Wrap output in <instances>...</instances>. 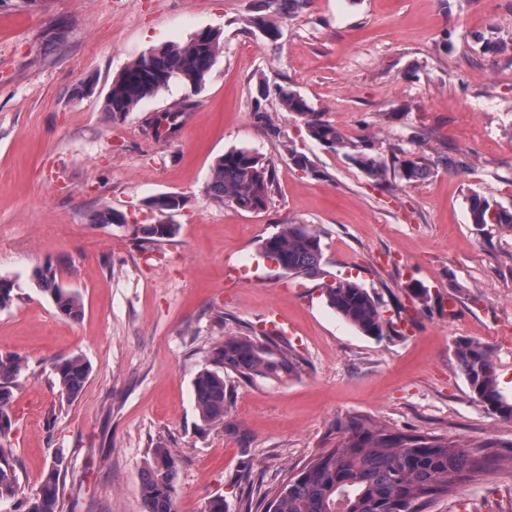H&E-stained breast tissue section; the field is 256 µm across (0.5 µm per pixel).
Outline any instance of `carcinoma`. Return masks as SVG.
<instances>
[{
	"mask_svg": "<svg viewBox=\"0 0 512 512\" xmlns=\"http://www.w3.org/2000/svg\"><path fill=\"white\" fill-rule=\"evenodd\" d=\"M305 2L259 0L247 22L265 38L275 41L282 36V22L288 13ZM220 53V34L208 29L183 43L162 45L138 56L113 80L105 112L112 120H121L176 83L197 92ZM271 97L302 119L311 139L343 151L353 164L376 180L384 178L390 166L409 183L430 174V168L410 152L402 150L389 162L369 152L366 146L346 139L299 92L261 79L255 87L253 117L274 137L279 130L263 106ZM273 183L272 166L262 156L248 148H232L216 160L206 190L222 203L256 211L266 207ZM146 205L165 217L180 210L184 200L176 193H162L150 197ZM469 215L471 223L478 226L495 224L512 229V208L495 207L478 193L469 198ZM91 223L123 224L125 216L102 207L93 213ZM177 232L176 224H140L135 228L140 242L148 248L163 247ZM259 254L289 274L314 275L323 256L321 236L307 224H287L261 240ZM33 279L58 312L74 321L80 319L79 295L62 286L53 265L36 268ZM323 294L327 305L345 321L369 336L384 335L378 303L359 283L339 280L325 288ZM455 354L474 400L488 412L512 420V400L497 387V366L491 350L479 342L458 340ZM298 368V361L266 334L225 337L211 349L209 365L193 380L202 424L238 432L228 421L231 391L224 382V373L230 371L244 381L254 382L281 379L297 373ZM21 369L20 359L0 356V500L22 493L13 450L7 446L10 412ZM51 369L61 396L69 401L75 399L89 374L87 362L79 356L58 358L51 362ZM335 432L339 435L336 446L322 450L291 471L281 486L268 491L262 499V512H423L429 500L488 471L485 458L450 445L443 438L394 431L358 417L337 423ZM67 469L64 453H56L38 489L21 500L22 512H62L60 482ZM178 476V457L169 448H154L141 485L146 512H177Z\"/></svg>",
	"mask_w": 512,
	"mask_h": 512,
	"instance_id": "1",
	"label": "carcinoma"
}]
</instances>
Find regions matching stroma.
Returning <instances> with one entry per match:
<instances>
[{"label": "stroma", "mask_w": 512, "mask_h": 512, "mask_svg": "<svg viewBox=\"0 0 512 512\" xmlns=\"http://www.w3.org/2000/svg\"><path fill=\"white\" fill-rule=\"evenodd\" d=\"M255 0H0V356L22 360L9 433L24 492L55 452L67 457L63 512H144L142 475L156 445L180 460L179 512L214 497L244 512L362 417L466 448H512V420L474 401L454 353L488 345L512 399V229L471 224L479 193L512 207V0H308L271 41L247 23ZM220 31L204 87L171 85L123 120L104 112L113 80L149 48ZM505 40L507 50L493 52ZM300 92L348 139L384 158L415 154L430 175L374 180L265 108L259 79ZM271 163L267 207L250 212L206 192L225 151ZM314 173L296 169L290 149ZM453 159L446 167L444 159ZM177 193V236L141 249L147 198ZM110 206L125 224L89 221ZM287 224L321 235L323 272L288 275L258 256ZM51 263L83 304L61 315L32 279ZM353 279L394 330L367 336L327 307L324 284ZM429 290L409 298L414 285ZM297 359L276 381L225 377L235 436L202 427L192 383L211 348L242 332L277 333ZM80 356L88 380L61 398L51 361ZM512 512V469L435 499L424 512Z\"/></svg>", "instance_id": "35a3bbf8"}]
</instances>
